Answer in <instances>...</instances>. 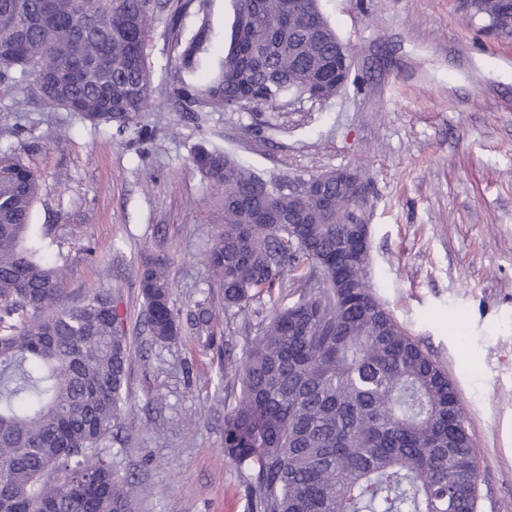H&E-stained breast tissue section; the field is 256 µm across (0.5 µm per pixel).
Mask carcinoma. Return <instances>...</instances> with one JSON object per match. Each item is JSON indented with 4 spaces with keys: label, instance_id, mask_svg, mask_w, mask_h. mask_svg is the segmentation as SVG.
Wrapping results in <instances>:
<instances>
[{
    "label": "carcinoma",
    "instance_id": "1",
    "mask_svg": "<svg viewBox=\"0 0 512 512\" xmlns=\"http://www.w3.org/2000/svg\"><path fill=\"white\" fill-rule=\"evenodd\" d=\"M221 55L207 16L182 37L191 0H0V92L77 107L145 143L154 94L147 45L164 19L184 112H286L299 87L336 96V30L319 0H233ZM468 18L499 32L492 0ZM40 68L34 89L19 75ZM196 170L222 195L224 224L206 267L224 307L273 296L285 277L321 274L274 313L225 369L240 380L224 419V456L248 470L250 512H476L479 469L467 413L445 370L374 296L369 254L329 257L351 239L354 182L331 184L333 212L216 148ZM39 177L0 148V512H138L144 491L112 470L108 449L132 414L123 399L131 346L110 288L64 301L62 268L32 236ZM144 329L179 332L167 259L139 271Z\"/></svg>",
    "mask_w": 512,
    "mask_h": 512
}]
</instances>
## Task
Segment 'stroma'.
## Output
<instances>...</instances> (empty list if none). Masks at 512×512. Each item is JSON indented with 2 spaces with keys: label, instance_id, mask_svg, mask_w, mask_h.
I'll return each mask as SVG.
<instances>
[{
  "label": "stroma",
  "instance_id": "stroma-1",
  "mask_svg": "<svg viewBox=\"0 0 512 512\" xmlns=\"http://www.w3.org/2000/svg\"><path fill=\"white\" fill-rule=\"evenodd\" d=\"M354 56L358 84L305 112L173 107L163 26L148 46L154 101L145 152L75 112L0 94V147L41 176L33 229L63 267L69 299L111 288L133 343L125 394L134 420L111 450L118 475L146 487L141 512H247L245 471L224 459V416L240 389L224 373L260 335L272 303L225 309L205 258L224 222L190 156L217 148L261 176L350 169L368 184L376 297L442 365L470 418L477 512H512V35L468 22L456 0H321ZM217 45L231 0H192ZM22 136H11L14 127ZM165 255L181 334L152 340L138 287Z\"/></svg>",
  "mask_w": 512,
  "mask_h": 512
}]
</instances>
